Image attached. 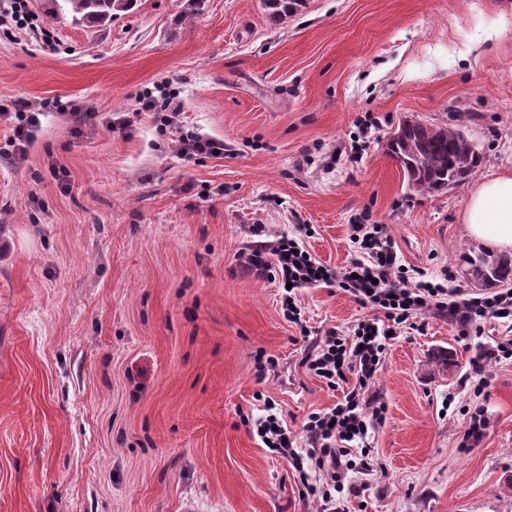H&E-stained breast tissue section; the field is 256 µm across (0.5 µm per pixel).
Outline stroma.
Instances as JSON below:
<instances>
[{
  "instance_id": "obj_1",
  "label": "stroma",
  "mask_w": 512,
  "mask_h": 512,
  "mask_svg": "<svg viewBox=\"0 0 512 512\" xmlns=\"http://www.w3.org/2000/svg\"><path fill=\"white\" fill-rule=\"evenodd\" d=\"M189 2L51 24L52 49L0 32V101L66 109L0 165V512H318L245 421L271 404L297 434L334 406L341 389L300 365L303 334L351 333L370 311L320 285L288 322L281 284L238 261L250 225L341 268L366 216L407 268L477 291L462 214L481 180L512 173V0H304L281 24L261 0ZM158 86L181 105L164 130L137 103ZM461 108L483 162L420 196L386 140L404 117L452 124ZM74 110L124 127L75 133ZM187 132L223 154L182 155ZM510 340L507 319L399 326L346 512H512V357L470 366ZM261 356L278 362L262 381ZM475 412L488 430L473 445ZM510 355L512 357V342L498 343L496 347L480 349L476 356L471 360L472 370L476 376H480L485 370V366L501 356Z\"/></svg>"
}]
</instances>
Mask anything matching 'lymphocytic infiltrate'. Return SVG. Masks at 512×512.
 Returning <instances> with one entry per match:
<instances>
[{
  "label": "lymphocytic infiltrate",
  "mask_w": 512,
  "mask_h": 512,
  "mask_svg": "<svg viewBox=\"0 0 512 512\" xmlns=\"http://www.w3.org/2000/svg\"><path fill=\"white\" fill-rule=\"evenodd\" d=\"M51 101L39 105L12 101L0 103V124L9 135L0 158L25 152L51 112ZM249 232L254 240L238 255L240 263L259 277H276L287 284L282 308L289 322L300 323L298 290L325 284L350 294L373 317L358 323L353 333L341 336L328 330L313 337L301 364L328 386L348 382L336 405L311 413L303 425V439L290 435L277 414L254 422L257 435L267 448L288 460L308 495L317 498L321 512H341L336 500L351 474L365 473L370 464L363 446L370 430L384 418L386 407L372 389L393 326L429 314L448 317L461 328L479 330L483 320L512 316V294L494 292L472 296L448 292L425 274H410L400 263L395 244L381 224H355L350 240L355 257L340 269L314 259L300 239L280 236L263 240L264 228L256 224Z\"/></svg>",
  "instance_id": "lymphocytic-infiltrate-1"
}]
</instances>
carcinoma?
I'll return each mask as SVG.
<instances>
[{
	"instance_id": "obj_1",
	"label": "carcinoma",
	"mask_w": 512,
	"mask_h": 512,
	"mask_svg": "<svg viewBox=\"0 0 512 512\" xmlns=\"http://www.w3.org/2000/svg\"><path fill=\"white\" fill-rule=\"evenodd\" d=\"M134 0H50L48 17L70 18L75 24L102 25L119 12L129 10ZM275 22L287 19L303 0H263ZM401 134L385 144L386 154L401 168L410 188L422 195L433 196L448 187L465 184L482 162L481 155L461 126L430 125L413 119L398 126ZM476 273L486 271L497 282L512 280V258L503 259L489 253L466 258Z\"/></svg>"
}]
</instances>
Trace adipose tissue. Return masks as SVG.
<instances>
[{
  "label": "adipose tissue",
  "instance_id": "1",
  "mask_svg": "<svg viewBox=\"0 0 512 512\" xmlns=\"http://www.w3.org/2000/svg\"><path fill=\"white\" fill-rule=\"evenodd\" d=\"M462 220L484 246L512 249V174L486 177L472 190Z\"/></svg>",
  "mask_w": 512,
  "mask_h": 512
}]
</instances>
